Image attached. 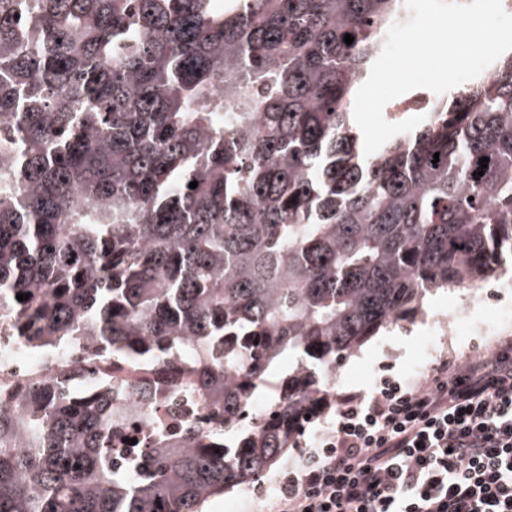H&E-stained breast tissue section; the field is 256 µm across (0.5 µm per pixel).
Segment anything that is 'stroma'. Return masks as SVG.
Returning <instances> with one entry per match:
<instances>
[{
	"label": "stroma",
	"instance_id": "35a3bbf8",
	"mask_svg": "<svg viewBox=\"0 0 512 512\" xmlns=\"http://www.w3.org/2000/svg\"><path fill=\"white\" fill-rule=\"evenodd\" d=\"M507 305L512 306V267L497 272L473 294L461 288L427 294L424 307L415 318L381 329L337 366L329 396L366 398L387 379L413 383L428 378L443 358L475 359L490 351L498 337L512 335V314L500 313ZM455 309L467 314L474 330L452 328L450 313ZM334 411L330 405L308 419L293 448L259 481L206 501L201 512H264L280 475L333 421Z\"/></svg>",
	"mask_w": 512,
	"mask_h": 512
}]
</instances>
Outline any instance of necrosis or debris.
<instances>
[{"label":"necrosis or debris","instance_id":"obj_1","mask_svg":"<svg viewBox=\"0 0 512 512\" xmlns=\"http://www.w3.org/2000/svg\"><path fill=\"white\" fill-rule=\"evenodd\" d=\"M191 350H183L172 373L155 375L150 363L138 369L129 368L112 374V445L119 448L113 456L116 469L132 471L138 466L137 451L151 448L162 439L182 432L189 425L209 427L216 419L211 405L204 403L196 392L186 390L183 377L191 369ZM81 354L62 347L47 352L22 348L12 337L8 326L0 327V402L21 401L29 395L34 377L48 372L86 369ZM150 376V399H142L132 387L135 375ZM136 450H129V443Z\"/></svg>","mask_w":512,"mask_h":512}]
</instances>
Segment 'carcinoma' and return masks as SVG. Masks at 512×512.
<instances>
[{"label":"carcinoma","mask_w":512,"mask_h":512,"mask_svg":"<svg viewBox=\"0 0 512 512\" xmlns=\"http://www.w3.org/2000/svg\"><path fill=\"white\" fill-rule=\"evenodd\" d=\"M404 10L0 0V324L103 365L195 345L189 385L224 405L222 434L122 473L112 384L46 376L0 404V512H201L284 455L338 361L512 256V52L364 156L354 97Z\"/></svg>","instance_id":"carcinoma-1"}]
</instances>
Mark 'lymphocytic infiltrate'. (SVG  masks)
Listing matches in <instances>:
<instances>
[{"label": "lymphocytic infiltrate", "mask_w": 512, "mask_h": 512, "mask_svg": "<svg viewBox=\"0 0 512 512\" xmlns=\"http://www.w3.org/2000/svg\"><path fill=\"white\" fill-rule=\"evenodd\" d=\"M269 512H512V339L418 385L338 399Z\"/></svg>", "instance_id": "1"}]
</instances>
